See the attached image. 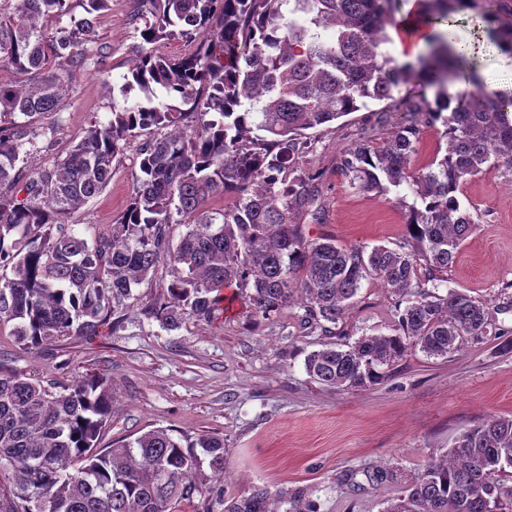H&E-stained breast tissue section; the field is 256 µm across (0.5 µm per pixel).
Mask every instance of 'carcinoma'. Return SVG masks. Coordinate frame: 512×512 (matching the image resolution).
I'll use <instances>...</instances> for the list:
<instances>
[{"label": "carcinoma", "mask_w": 512, "mask_h": 512, "mask_svg": "<svg viewBox=\"0 0 512 512\" xmlns=\"http://www.w3.org/2000/svg\"><path fill=\"white\" fill-rule=\"evenodd\" d=\"M0 0V325L26 349L69 335L97 336L111 316L138 304L137 290L159 269L170 281L142 313L166 330L187 317L224 311V289L247 294L256 316L272 319L296 297L305 322L323 331L343 317L366 279L402 298L394 333L362 335L344 347L321 344L307 374L337 389L378 384L409 349L445 357L487 335L488 309L466 291L438 288L476 221L457 196L484 169L512 171V91L486 92L473 61L438 30L465 9L495 25L512 45L503 0H425L427 51L398 64L387 52L397 0H138L143 42L120 92L135 100L85 135L50 166L31 152L55 149L57 113L72 73L89 60L100 11L82 0ZM180 38L187 50L154 48ZM418 81L434 102L395 98ZM465 82L471 88L455 90ZM405 120L376 145L344 149L339 168L363 193H399L405 237L394 248L342 247L306 238L296 220L321 214L316 175L299 166L306 131L383 100ZM441 123V144L412 167L423 131ZM133 150L136 188L110 230L75 231L72 219L112 180V164ZM224 205L206 208L209 198ZM183 226L178 241L174 227ZM425 273L418 274L419 268ZM115 388L102 374L74 377L58 391L0 363V471L9 495L0 512H172L204 495L224 512H316L302 489L253 486L224 496V438L184 446L165 428L99 447L112 421ZM512 417L483 420L431 458L385 512H512ZM209 469L213 483L201 479Z\"/></svg>", "instance_id": "carcinoma-1"}]
</instances>
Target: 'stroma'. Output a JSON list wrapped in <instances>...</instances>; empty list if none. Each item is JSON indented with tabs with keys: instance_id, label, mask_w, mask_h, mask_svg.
Returning a JSON list of instances; mask_svg holds the SVG:
<instances>
[{
	"instance_id": "obj_1",
	"label": "stroma",
	"mask_w": 512,
	"mask_h": 512,
	"mask_svg": "<svg viewBox=\"0 0 512 512\" xmlns=\"http://www.w3.org/2000/svg\"><path fill=\"white\" fill-rule=\"evenodd\" d=\"M136 7L137 0H112L101 12L98 53L76 71L73 92L55 116V152L76 144L91 120L125 107L117 88L143 44L144 24L131 20ZM402 118L382 101L340 118L330 132L314 129L302 165L319 177L322 219L301 216L306 237L369 249L404 236L396 193H360L338 167L350 144L364 137L382 142ZM113 166L108 187L76 216L79 226L100 234L134 189V152ZM460 201L477 226L449 266L446 286L487 302L489 332L445 358L409 350L379 384L339 390L314 381L304 357L325 337L305 324L303 305L263 320L242 295L211 323L190 318L168 331L133 307L115 329L65 336L36 350L22 349L4 325L0 363L59 386L78 374H107L116 397L105 446L158 427L188 443L223 437L225 495L254 485L301 488L316 512H384L409 477L460 433L482 419L512 415V171L483 170L464 184ZM398 304L380 281H364L334 328V342L391 333ZM379 469L389 479H377Z\"/></svg>"
}]
</instances>
